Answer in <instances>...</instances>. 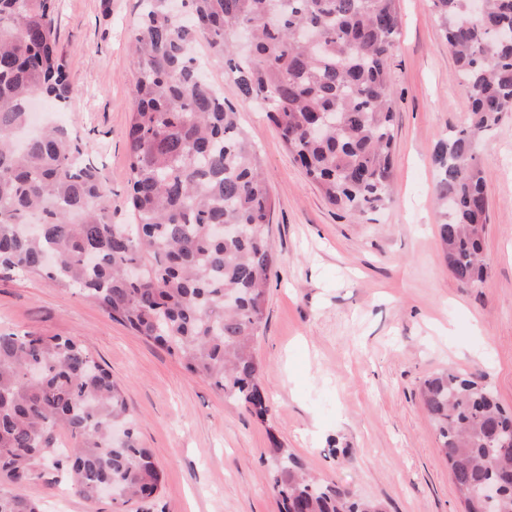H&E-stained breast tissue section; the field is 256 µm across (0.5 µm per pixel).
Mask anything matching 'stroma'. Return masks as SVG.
Returning <instances> with one entry per match:
<instances>
[{
  "label": "stroma",
  "instance_id": "stroma-1",
  "mask_svg": "<svg viewBox=\"0 0 512 512\" xmlns=\"http://www.w3.org/2000/svg\"><path fill=\"white\" fill-rule=\"evenodd\" d=\"M58 52L73 93L59 121L99 168L112 220L132 221L125 137L137 73L129 47L138 0H55ZM392 57L396 151L391 201L356 220L305 177L276 127L241 100L205 43L196 54L236 103L274 201L266 325L257 343L266 420L189 374L180 360L78 294L0 273V333L77 336L124 390L136 429L164 471L161 490L88 501L65 469L40 466L16 486L44 512H277L267 450L281 442L324 481L378 500L384 512H464L420 386L448 368L473 374L512 408V115L481 136L489 199L485 281L449 272L439 244L431 154L470 102L431 0H396Z\"/></svg>",
  "mask_w": 512,
  "mask_h": 512
}]
</instances>
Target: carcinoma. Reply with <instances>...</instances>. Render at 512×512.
I'll use <instances>...</instances> for the list:
<instances>
[{
    "mask_svg": "<svg viewBox=\"0 0 512 512\" xmlns=\"http://www.w3.org/2000/svg\"><path fill=\"white\" fill-rule=\"evenodd\" d=\"M139 0L138 60L126 145L134 223H112L108 194L80 137L48 125L22 145L30 100L68 105L52 0H0V269L75 289L112 320L161 344L193 375L263 420L269 407L255 343L265 326L273 201L236 105L197 63L205 38L242 100L260 102L325 200L362 217L389 201L394 149L390 60L400 29L395 0ZM468 125L433 153L438 235L465 286L486 276L488 201L476 140L512 112V0H432ZM213 224H235L224 239ZM236 297L227 304L225 295ZM421 403L456 489L503 485L495 512H512V412L472 377H428ZM69 436L58 442L57 431ZM278 512H383L306 471L275 443ZM66 458L85 500L109 484L124 503L156 492L161 471L129 419L120 384L75 336L0 334V512H42L11 491L36 465Z\"/></svg>",
    "mask_w": 512,
    "mask_h": 512,
    "instance_id": "carcinoma-1",
    "label": "carcinoma"
}]
</instances>
